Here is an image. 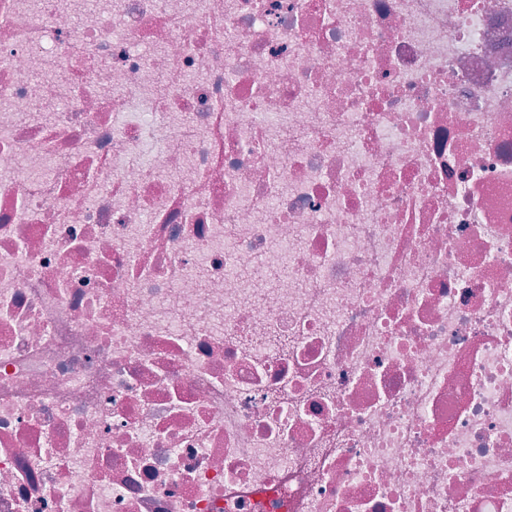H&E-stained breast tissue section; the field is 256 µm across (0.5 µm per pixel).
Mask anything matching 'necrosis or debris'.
I'll return each mask as SVG.
<instances>
[{
	"label": "necrosis or debris",
	"instance_id": "necrosis-or-debris-1",
	"mask_svg": "<svg viewBox=\"0 0 512 512\" xmlns=\"http://www.w3.org/2000/svg\"><path fill=\"white\" fill-rule=\"evenodd\" d=\"M0 512H512V0H0Z\"/></svg>",
	"mask_w": 512,
	"mask_h": 512
}]
</instances>
